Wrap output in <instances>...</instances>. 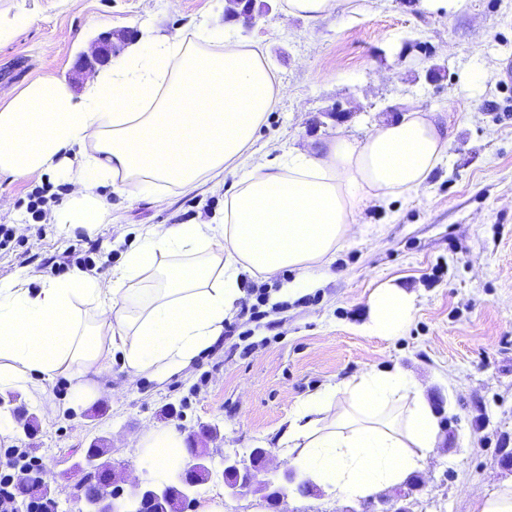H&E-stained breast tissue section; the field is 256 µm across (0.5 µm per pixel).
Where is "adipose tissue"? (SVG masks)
Returning a JSON list of instances; mask_svg holds the SVG:
<instances>
[{
  "label": "adipose tissue",
  "instance_id": "ef3b65f1",
  "mask_svg": "<svg viewBox=\"0 0 512 512\" xmlns=\"http://www.w3.org/2000/svg\"><path fill=\"white\" fill-rule=\"evenodd\" d=\"M282 95L258 45L184 32L155 40L149 59L114 64L81 100L52 77L11 93L0 106V177L68 165L74 191L50 213L61 227L111 223L98 193L107 181L161 202L173 188L222 184L229 165L245 172L222 223L146 231L111 277L78 271L36 290L0 283V388L61 375L81 402L117 352L134 378L187 371L221 338L242 273L296 271L292 297L322 287L363 208L423 185L448 148L435 114L417 111L382 121L361 142L337 135L284 163L247 166ZM369 307L365 333L392 338L409 325L414 298L387 282ZM416 386L399 369L325 385L296 406L279 442L307 480L337 497L398 484L436 445L431 407L410 395Z\"/></svg>",
  "mask_w": 512,
  "mask_h": 512
}]
</instances>
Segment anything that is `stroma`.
Segmentation results:
<instances>
[{
	"mask_svg": "<svg viewBox=\"0 0 512 512\" xmlns=\"http://www.w3.org/2000/svg\"><path fill=\"white\" fill-rule=\"evenodd\" d=\"M316 22L288 16L282 0L252 27L226 19L225 0H0V101L31 81L71 80L80 53L107 30L141 32L146 54L154 39L203 29L218 43L231 36L260 45L284 96L255 135L259 161L274 163L296 149L343 134L361 141L384 120L435 113L448 150L429 179L408 193L369 203L355 233L342 241L324 288L287 297L293 279L244 275L242 288L268 292L270 326L251 331V350H208L193 367L158 381L130 378L121 360L95 378L94 394L70 402L62 376L32 399L19 387L0 391V454L17 448L46 471L57 512H79L70 497L86 449L103 446L124 476L157 475L142 438L176 429L189 447L207 449L212 477L196 504L220 500L224 512H384L365 498L339 499L327 489L291 494L271 506L262 492L230 496L224 456L250 459L257 448L277 477L293 460L277 443L296 405L327 383L376 368L415 377L438 424L439 443L419 462L421 487L410 512H475L480 495L512 485L500 464L512 443V84L498 77L512 59V0H460L455 13L424 0H337ZM241 168L224 172L220 188L189 194L101 189L112 223L67 229L31 214L39 192L68 199L66 167L47 174L0 178V224L12 237L0 249V283L66 278L64 252L101 239L95 270L110 276L146 228L220 222L224 194ZM55 260L52 268L43 267ZM394 282L415 302L405 332L364 335L369 297ZM32 421L25 433L23 421Z\"/></svg>",
	"mask_w": 512,
	"mask_h": 512,
	"instance_id": "1",
	"label": "stroma"
}]
</instances>
